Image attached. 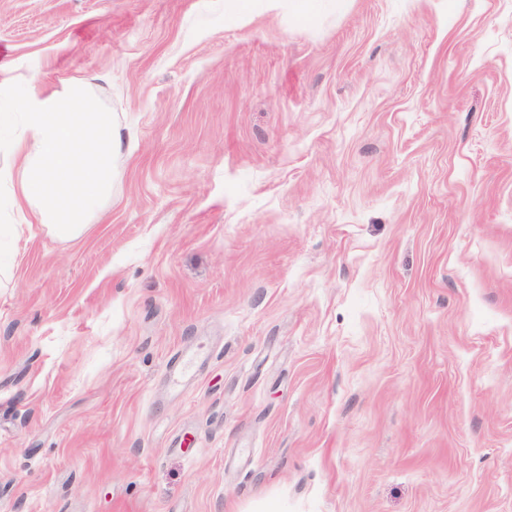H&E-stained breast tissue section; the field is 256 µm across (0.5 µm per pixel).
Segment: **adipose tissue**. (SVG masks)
<instances>
[{
  "instance_id": "ef3b65f1",
  "label": "adipose tissue",
  "mask_w": 512,
  "mask_h": 512,
  "mask_svg": "<svg viewBox=\"0 0 512 512\" xmlns=\"http://www.w3.org/2000/svg\"><path fill=\"white\" fill-rule=\"evenodd\" d=\"M38 75L18 85L0 60V189L14 215L13 235L39 226L72 240L81 236L112 190V164L120 147L111 113L92 94L88 77L42 93Z\"/></svg>"
}]
</instances>
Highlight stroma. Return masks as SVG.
<instances>
[{
    "instance_id": "35a3bbf8",
    "label": "stroma",
    "mask_w": 512,
    "mask_h": 512,
    "mask_svg": "<svg viewBox=\"0 0 512 512\" xmlns=\"http://www.w3.org/2000/svg\"><path fill=\"white\" fill-rule=\"evenodd\" d=\"M0 59L122 133L0 250V512H512V0H0Z\"/></svg>"
}]
</instances>
